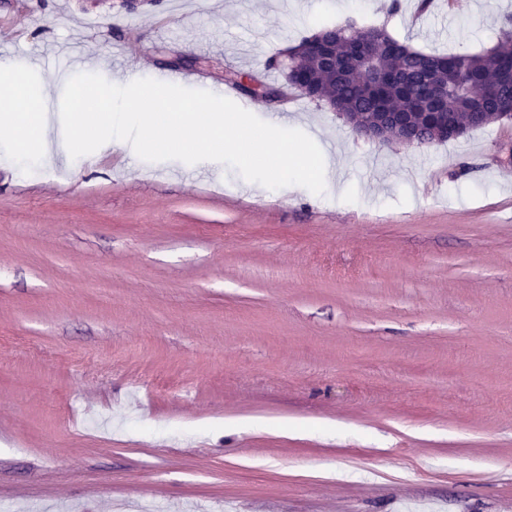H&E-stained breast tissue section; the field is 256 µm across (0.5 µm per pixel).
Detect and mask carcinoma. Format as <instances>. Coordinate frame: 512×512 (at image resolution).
I'll list each match as a JSON object with an SVG mask.
<instances>
[{
  "label": "carcinoma",
  "instance_id": "1",
  "mask_svg": "<svg viewBox=\"0 0 512 512\" xmlns=\"http://www.w3.org/2000/svg\"><path fill=\"white\" fill-rule=\"evenodd\" d=\"M336 58L347 62L336 72L332 65L304 57L300 70L290 69L291 86L299 96L330 99L337 112H357L367 118L379 106L405 114L408 126L426 142H445L444 127L463 128V133L499 119L502 104L512 99V52L502 45L512 43V26L504 25L499 46L482 53L440 54L417 50L391 34L383 36L389 55L381 61L385 78L376 85L357 83L351 61L350 40L356 31L339 26Z\"/></svg>",
  "mask_w": 512,
  "mask_h": 512
}]
</instances>
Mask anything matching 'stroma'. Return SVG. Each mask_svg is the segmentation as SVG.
<instances>
[{"label": "stroma", "mask_w": 512, "mask_h": 512, "mask_svg": "<svg viewBox=\"0 0 512 512\" xmlns=\"http://www.w3.org/2000/svg\"><path fill=\"white\" fill-rule=\"evenodd\" d=\"M0 0V57L75 82L46 45L83 37L112 106L174 69L191 104L320 24L422 51L498 44L512 0ZM312 157L281 193L221 152L0 169V506L7 512H512V121L447 142L356 136L325 105L239 92ZM111 274V291L96 285ZM426 383L414 386L412 372ZM260 421L261 432L245 430Z\"/></svg>", "instance_id": "1"}]
</instances>
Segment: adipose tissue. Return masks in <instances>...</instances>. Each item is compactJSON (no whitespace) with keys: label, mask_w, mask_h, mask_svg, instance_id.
Masks as SVG:
<instances>
[{"label":"adipose tissue","mask_w":512,"mask_h":512,"mask_svg":"<svg viewBox=\"0 0 512 512\" xmlns=\"http://www.w3.org/2000/svg\"><path fill=\"white\" fill-rule=\"evenodd\" d=\"M32 67L29 61H0V127L13 131L15 144L13 153L0 159V166L6 168L31 157L43 160L51 154L53 116L48 104L55 99L57 86L50 83L36 93H28L22 77ZM141 84L142 91L128 98L118 112L105 105L112 94L108 76H101L93 84H69L68 97L76 103L67 125L72 152L83 149L88 128L106 131L118 141L126 127L135 126L141 131L137 151L150 149L152 136L162 135L205 163L220 141L225 151L250 162L274 157L276 177L283 190L294 189L300 183L308 151L304 145L288 141L279 127H269L257 136L250 132L241 113L220 108L211 98L198 99L183 108L172 104L162 87H151L149 79H142Z\"/></svg>","instance_id":"ef3b65f1"}]
</instances>
